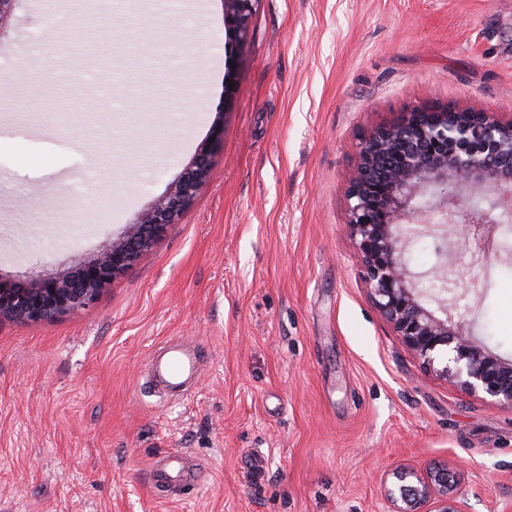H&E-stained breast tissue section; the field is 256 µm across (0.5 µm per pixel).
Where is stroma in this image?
Segmentation results:
<instances>
[{"label": "stroma", "instance_id": "1", "mask_svg": "<svg viewBox=\"0 0 512 512\" xmlns=\"http://www.w3.org/2000/svg\"><path fill=\"white\" fill-rule=\"evenodd\" d=\"M235 67L232 92L224 71ZM0 137L83 158L0 162V276L69 268L215 141L195 198L87 308L0 320V512H390L393 470L447 467L466 512H512V409L425 370L372 303L347 229L361 142L413 106L512 117V0H17ZM456 313L512 361V233L470 227ZM169 337L199 381L146 386ZM171 448L199 479L146 473ZM257 0H224V33L229 45L239 43L249 32ZM78 156L75 148L54 142L39 143L34 152L25 156L22 162L27 165H37V160L43 157L51 158L56 165L73 161ZM196 466L185 451L172 449L152 465L147 483L153 492L163 497H177L184 488L197 481Z\"/></svg>", "mask_w": 512, "mask_h": 512}]
</instances>
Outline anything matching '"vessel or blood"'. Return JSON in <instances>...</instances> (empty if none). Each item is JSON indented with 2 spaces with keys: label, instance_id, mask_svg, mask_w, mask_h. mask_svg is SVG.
I'll return each mask as SVG.
<instances>
[{
  "label": "vessel or blood",
  "instance_id": "vessel-or-blood-1",
  "mask_svg": "<svg viewBox=\"0 0 512 512\" xmlns=\"http://www.w3.org/2000/svg\"><path fill=\"white\" fill-rule=\"evenodd\" d=\"M147 368L154 381L173 394L185 393L203 370L199 351L183 341L167 339L152 351ZM197 467L185 451L174 449L152 465L147 483L153 492L164 497H177L197 480Z\"/></svg>",
  "mask_w": 512,
  "mask_h": 512
}]
</instances>
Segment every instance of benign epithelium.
I'll return each instance as SVG.
<instances>
[{
  "instance_id": "7a95c632",
  "label": "benign epithelium",
  "mask_w": 512,
  "mask_h": 512,
  "mask_svg": "<svg viewBox=\"0 0 512 512\" xmlns=\"http://www.w3.org/2000/svg\"><path fill=\"white\" fill-rule=\"evenodd\" d=\"M17 0H0V39L11 28ZM256 0H223L228 44L245 39ZM415 106L361 144L347 190L350 236L372 302L423 367L469 393H482L512 409V362L477 344L466 322L446 298L433 308L417 287L405 251L422 227L438 230V254L451 258L466 225L502 224L512 217V118L484 108L444 109L422 121ZM211 145L166 196L135 214L129 224L91 255L77 257L67 270L36 281L0 276V319L51 320L93 303L104 287L150 251L176 223L209 170ZM388 489L392 512H464L448 496V470L413 480L399 470Z\"/></svg>"
}]
</instances>
